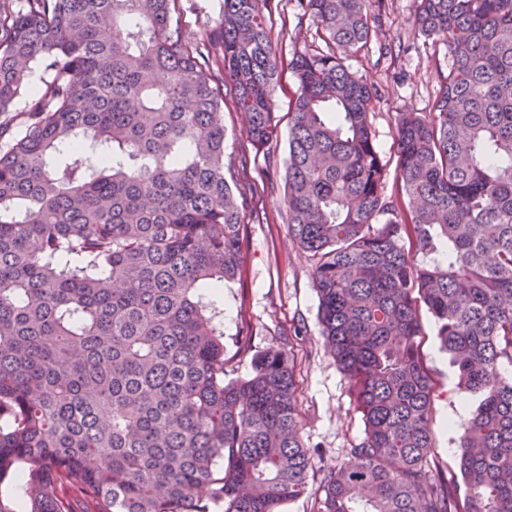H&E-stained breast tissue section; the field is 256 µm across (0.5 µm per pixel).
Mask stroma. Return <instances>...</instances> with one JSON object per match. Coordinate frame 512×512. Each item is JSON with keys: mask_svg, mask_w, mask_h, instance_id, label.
Listing matches in <instances>:
<instances>
[{"mask_svg": "<svg viewBox=\"0 0 512 512\" xmlns=\"http://www.w3.org/2000/svg\"><path fill=\"white\" fill-rule=\"evenodd\" d=\"M224 0H179L176 17L181 36L192 47H206L219 29ZM417 0H382V21L364 50L349 53L344 63L376 88L370 106L374 143L385 164L388 191L397 187L394 119L400 112H428L448 73L451 58L443 40H430L415 29ZM271 40L280 81L274 91V112L280 137L272 154L256 151L232 96L224 98L226 177L243 200L246 256L234 280L215 294L224 311V373L243 377L262 348L286 345L297 368V407L302 441L315 464L308 492L282 505V512H312L323 465L346 462V450L363 434L361 416L349 383L327 351L317 321L318 297L313 285V260L299 249L288 229L283 177L268 180L269 163H284L288 155V103L294 90L288 63L293 51L323 49L317 23L301 16L294 0L273 8ZM298 43H291L294 32ZM421 353L434 381L433 457L440 476L456 473L458 426L477 405L458 385L435 335L431 318L423 320Z\"/></svg>", "mask_w": 512, "mask_h": 512, "instance_id": "stroma-1", "label": "stroma"}]
</instances>
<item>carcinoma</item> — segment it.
Returning <instances> with one entry per match:
<instances>
[{
    "label": "carcinoma",
    "mask_w": 512,
    "mask_h": 512,
    "mask_svg": "<svg viewBox=\"0 0 512 512\" xmlns=\"http://www.w3.org/2000/svg\"><path fill=\"white\" fill-rule=\"evenodd\" d=\"M176 2L0 0V512L16 477L28 512H278L307 491L295 362L269 347L224 379L212 299L244 259L224 88L257 148L279 139L271 0H224L216 70ZM371 3L298 0L325 49L290 61L289 230L364 426L316 512H512V0H418L453 63L433 112L396 115L391 200L373 87L340 54L367 46ZM423 311L477 397L449 480Z\"/></svg>",
    "instance_id": "carcinoma-1"
}]
</instances>
